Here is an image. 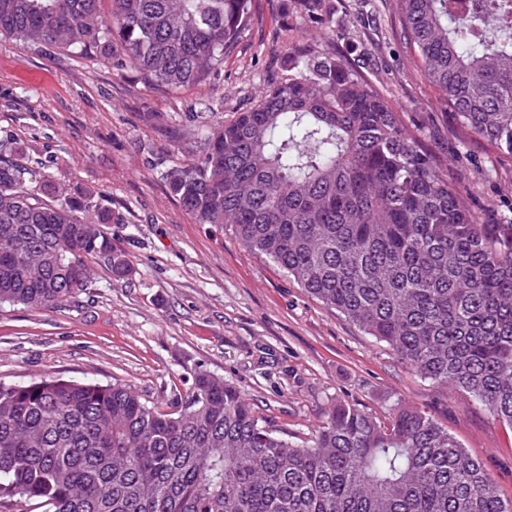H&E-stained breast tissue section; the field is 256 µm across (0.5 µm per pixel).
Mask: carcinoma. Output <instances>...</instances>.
I'll use <instances>...</instances> for the list:
<instances>
[{
  "mask_svg": "<svg viewBox=\"0 0 512 512\" xmlns=\"http://www.w3.org/2000/svg\"><path fill=\"white\" fill-rule=\"evenodd\" d=\"M394 0L420 73L445 95L448 136L512 161V0L457 11ZM323 26L332 0H289ZM252 0H0V34L96 53L167 90L224 66ZM288 50V75L205 135L166 175L200 224H229L327 308L414 372L512 429V222L486 224L428 140L359 70L354 48ZM0 156V304L58 306L87 287V260L122 276L64 189ZM512 512L479 459L425 410L382 420L337 402L300 442L235 385L195 375L167 411L126 384L0 382V509L28 512Z\"/></svg>",
  "mask_w": 512,
  "mask_h": 512,
  "instance_id": "1",
  "label": "carcinoma"
}]
</instances>
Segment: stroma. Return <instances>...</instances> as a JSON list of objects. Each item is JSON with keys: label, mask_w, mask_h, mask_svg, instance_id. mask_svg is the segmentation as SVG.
Here are the masks:
<instances>
[{"label": "stroma", "mask_w": 512, "mask_h": 512, "mask_svg": "<svg viewBox=\"0 0 512 512\" xmlns=\"http://www.w3.org/2000/svg\"><path fill=\"white\" fill-rule=\"evenodd\" d=\"M329 28L365 36L364 72L428 136L448 145V170L488 224L504 223L512 163L486 142H448L454 115L415 69L391 0H334ZM324 30L283 0H252V16L217 79L169 92L94 57L0 35V149L39 165L67 188L78 216L102 225L129 275L88 262L85 290L53 308L0 306V381L47 377L130 385L167 405L196 373L233 383L282 433L306 437L336 400L386 418L422 407L478 458L512 499V430L477 403L403 365L381 342L325 308L280 267L243 246L230 227L200 224L165 176L200 158L205 129L248 110L285 77L284 48L322 49ZM214 104L205 111L203 102Z\"/></svg>", "instance_id": "35a3bbf8"}]
</instances>
